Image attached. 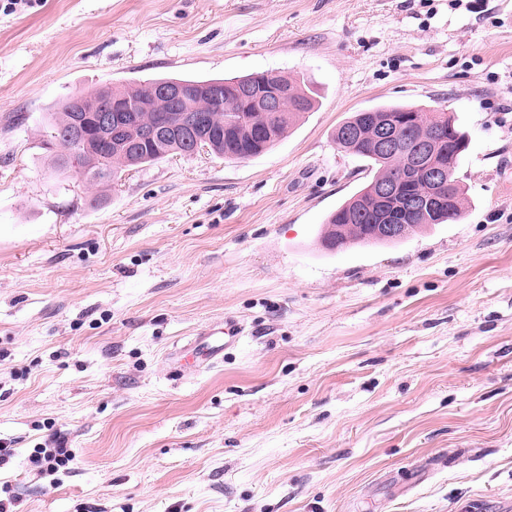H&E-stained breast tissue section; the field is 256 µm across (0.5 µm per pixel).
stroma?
Returning a JSON list of instances; mask_svg holds the SVG:
<instances>
[{"instance_id":"stroma-1","label":"stroma","mask_w":512,"mask_h":512,"mask_svg":"<svg viewBox=\"0 0 512 512\" xmlns=\"http://www.w3.org/2000/svg\"><path fill=\"white\" fill-rule=\"evenodd\" d=\"M263 71L316 108L261 156L174 155L99 200L51 167L67 94ZM385 103L465 132L463 216L326 250L374 176L334 131ZM53 438L76 460L43 474ZM0 441L9 512H512V0L0 12Z\"/></svg>"}]
</instances>
